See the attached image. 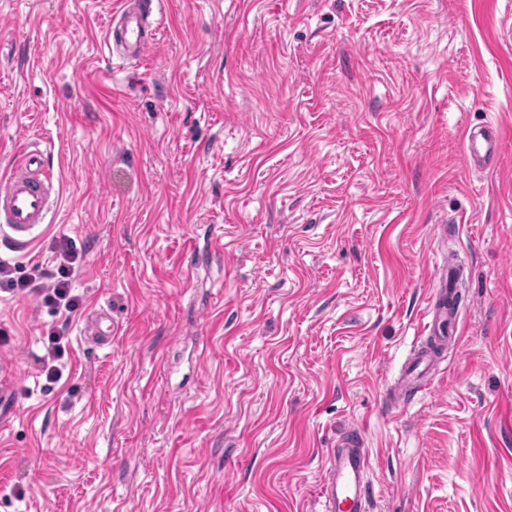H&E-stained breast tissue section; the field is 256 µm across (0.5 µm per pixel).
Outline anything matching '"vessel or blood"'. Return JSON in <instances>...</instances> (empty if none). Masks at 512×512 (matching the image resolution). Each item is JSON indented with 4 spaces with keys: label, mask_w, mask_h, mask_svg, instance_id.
Masks as SVG:
<instances>
[{
    "label": "vessel or blood",
    "mask_w": 512,
    "mask_h": 512,
    "mask_svg": "<svg viewBox=\"0 0 512 512\" xmlns=\"http://www.w3.org/2000/svg\"><path fill=\"white\" fill-rule=\"evenodd\" d=\"M160 0H123L121 9L112 15L106 37L109 52H122L124 58L141 60L154 44L157 26L148 25L149 16L159 13ZM465 158L469 167L490 170L495 166L501 130L486 124L464 133ZM54 184L45 153L41 149H25L15 158L8 174L0 177V222L11 231L13 244L29 242L33 229L46 223L55 205ZM453 274L442 275L435 291L436 309L427 328L434 344L419 351L411 363L413 390L425 387V376L433 369L439 351L445 350L450 338L459 334V314L451 307L454 295ZM109 313L93 315L84 333L101 343L112 340ZM369 467V457L360 431L345 435L341 447L330 458L320 486L325 512H361L366 502L362 475Z\"/></svg>",
    "instance_id": "1"
}]
</instances>
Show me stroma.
Returning a JSON list of instances; mask_svg holds the SVG:
<instances>
[{"label": "stroma", "instance_id": "35a3bbf8", "mask_svg": "<svg viewBox=\"0 0 512 512\" xmlns=\"http://www.w3.org/2000/svg\"><path fill=\"white\" fill-rule=\"evenodd\" d=\"M162 2L129 64L121 0H0V174L35 146L58 191L0 240V512H323L352 428L366 512H512V0ZM451 258L459 344L391 404ZM465 158L468 166L490 170L495 167L500 143L501 130L498 126L485 124L468 128L464 132ZM63 264L57 269L55 280L44 296V302L58 311L72 312L79 304V298L72 293L70 276L79 256L76 252L63 247ZM107 322L109 324H106ZM84 335L95 336L102 344L112 343V319L110 314L102 311L93 315L84 327Z\"/></svg>", "mask_w": 512, "mask_h": 512}]
</instances>
